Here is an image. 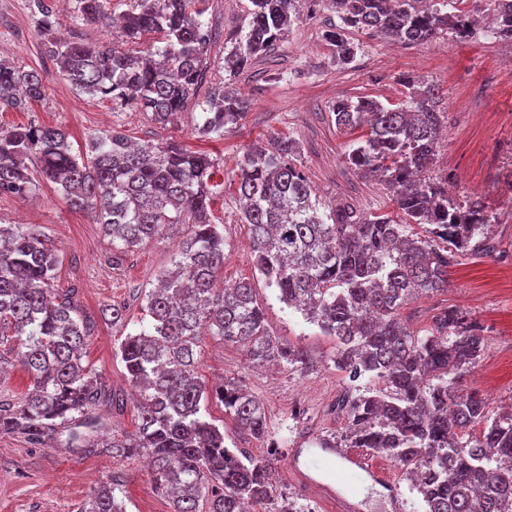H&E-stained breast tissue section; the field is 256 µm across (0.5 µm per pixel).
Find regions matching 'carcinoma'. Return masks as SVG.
Here are the masks:
<instances>
[{
    "label": "carcinoma",
    "mask_w": 512,
    "mask_h": 512,
    "mask_svg": "<svg viewBox=\"0 0 512 512\" xmlns=\"http://www.w3.org/2000/svg\"><path fill=\"white\" fill-rule=\"evenodd\" d=\"M88 25L109 26L107 0H76ZM247 26L224 49L229 79L207 97L201 138L221 137L246 112L230 79L288 35L310 4L340 24L323 39L336 60L350 64L357 47L350 29L404 45H423L444 31L471 35L464 0H250ZM43 45L64 76L83 92L149 112L159 123L182 111L203 79L209 26L197 0H133L121 16V37L161 36L143 55L118 46H91L53 36L48 0H29ZM491 35L512 41V0H486ZM408 101L395 108L375 99L336 102V128L365 124L369 135L348 154L364 177L379 178L406 219L362 214L349 202L320 206L290 139L245 150L237 163L242 222L250 225L254 261L277 299L328 336L336 337V368L369 385L343 394L351 448H369L414 478L424 512H507L512 504V406L495 415L475 392L458 386L481 358L484 327L469 314L444 309L422 336L398 318L411 298L448 287V270L484 245L494 217L482 198L457 202L426 176L438 146L443 114L437 88L405 79ZM44 95L34 70L0 58V110L23 108ZM69 134L41 124L0 128V195L24 198L34 187L26 161L35 157L44 180L69 206L93 211L123 248L150 240L170 224H191L173 268L147 295L149 324L121 341L119 354L136 392V430L112 451L147 456L155 486L171 512H248L274 503L272 460L224 444V432L201 414L214 399L257 439L269 435L261 401L240 382L207 385L197 373L204 334L246 347L250 359L284 362L305 374L308 353L271 336L251 284L218 288L224 233L209 208L214 160L176 144L132 145L112 130L92 137L74 155ZM417 224L423 232L412 231ZM57 257L47 240L23 224H0V330L23 349L30 388L15 402L0 400V432L34 443L76 424L70 442L87 453L100 444L79 428L96 429L94 410L111 399L102 380L82 365L87 324L64 295L50 297ZM480 431H475L476 426ZM85 512H125L110 484L98 486Z\"/></svg>",
    "instance_id": "obj_1"
}]
</instances>
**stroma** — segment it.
Here are the masks:
<instances>
[{
    "label": "stroma",
    "mask_w": 512,
    "mask_h": 512,
    "mask_svg": "<svg viewBox=\"0 0 512 512\" xmlns=\"http://www.w3.org/2000/svg\"><path fill=\"white\" fill-rule=\"evenodd\" d=\"M211 39L205 48L206 70L198 92L174 121L160 124L149 113L116 107L111 101L83 93L60 72L46 52L29 9V0H0V57L39 73L45 87L40 101L24 110L0 111V128L39 123L63 128L73 150L103 130H117L135 143H174L210 154L215 161L211 220L224 231V269L219 285L241 280L253 284L272 336L303 348L313 358V371L301 374L283 363L257 366L245 347L204 337L199 370L208 384L234 378L265 406L269 436L253 439L225 415L223 405L210 402L205 416L224 431V443L243 448L255 458H273L271 480L277 495L294 503L310 501L319 512H336L320 485L326 482L311 441L326 436L345 445L347 419L336 409L355 381L337 370L332 358L335 337L288 309L268 287L253 264L249 227L241 221V203L234 170L245 149L276 138L295 141L302 168L314 194L325 203L347 201L368 215L396 216L389 192L377 181L358 175L348 154L367 135V126L341 131L332 105L337 100L376 99L395 105L407 98L406 76L432 83L444 114L430 176L445 177L466 200L480 187L497 214L492 235L495 252L466 254L448 272V288L420 295L403 305L399 317L411 331L430 328L432 317L446 308L469 313L484 328L485 350L462 379L463 388L486 396L490 409L512 401V206L499 198V177L512 173V43L495 40L484 29L467 39L443 34L433 42L405 46L361 30H349L357 47L355 60L336 63L322 38L336 23L334 14L302 15L275 49L239 74L234 85L249 102L237 124L218 139L198 138L196 126L210 87L224 82V47L248 20L250 0H204ZM54 32L70 40L108 43L112 29L86 25L75 0H55ZM283 73L280 82L272 81ZM28 173L35 185L30 199L0 197V222L22 224L45 235L59 260L53 282L55 294L72 293L73 302L89 327L82 363L99 376L111 394L123 399V409L97 408L104 434L123 437L136 428L137 409L118 353L127 333L139 327L142 307L161 273L172 266L178 245L191 234L187 224H173L143 245L115 253L92 213L72 210L55 184L42 180L37 164ZM125 307L127 321L112 324L103 311ZM29 375L16 341H0V399L25 395ZM370 466L355 482L336 487L353 512H423L402 471L382 454L362 449ZM380 478H371V470ZM144 456H119L106 451L91 455L71 446L67 429L50 440L30 443L20 434L0 433V512H85L98 484L114 482L126 512H170L156 491Z\"/></svg>",
    "instance_id": "obj_1"
}]
</instances>
